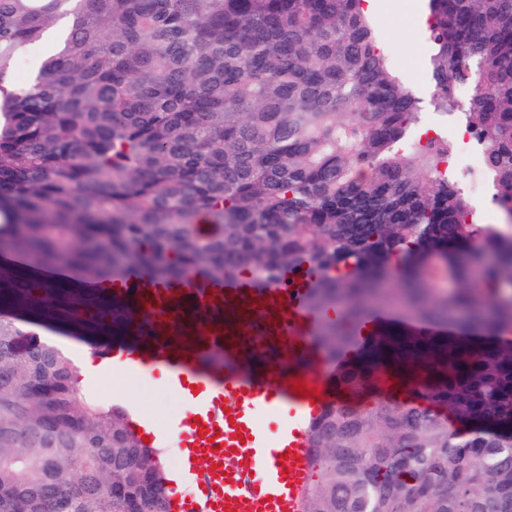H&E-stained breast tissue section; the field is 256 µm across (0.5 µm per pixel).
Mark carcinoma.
I'll list each match as a JSON object with an SVG mask.
<instances>
[{"label":"carcinoma","mask_w":512,"mask_h":512,"mask_svg":"<svg viewBox=\"0 0 512 512\" xmlns=\"http://www.w3.org/2000/svg\"><path fill=\"white\" fill-rule=\"evenodd\" d=\"M426 12L429 105L512 220V0ZM419 110L365 0H0V254L102 281L306 263L340 320L317 331L335 399L302 512H512V223L471 220ZM369 302L441 331L358 339ZM70 372L0 316V512H124L112 487L143 469L137 512H169L157 452Z\"/></svg>","instance_id":"1"}]
</instances>
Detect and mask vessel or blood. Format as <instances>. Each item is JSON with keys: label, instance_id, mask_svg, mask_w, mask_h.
Wrapping results in <instances>:
<instances>
[{"label": "vessel or blood", "instance_id": "b4317fda", "mask_svg": "<svg viewBox=\"0 0 512 512\" xmlns=\"http://www.w3.org/2000/svg\"><path fill=\"white\" fill-rule=\"evenodd\" d=\"M314 277L295 265L274 282L247 271L160 279L141 266L110 282H85L95 303L112 296L148 313L126 325L113 309V324L141 346L106 350V358L159 370L168 389L189 391L178 446L203 460L205 472L188 476L176 512H301L305 426L332 395L330 367L313 343L320 318L307 307ZM298 382L316 398L293 392ZM283 410L287 421L268 438L261 414Z\"/></svg>", "mask_w": 512, "mask_h": 512}]
</instances>
